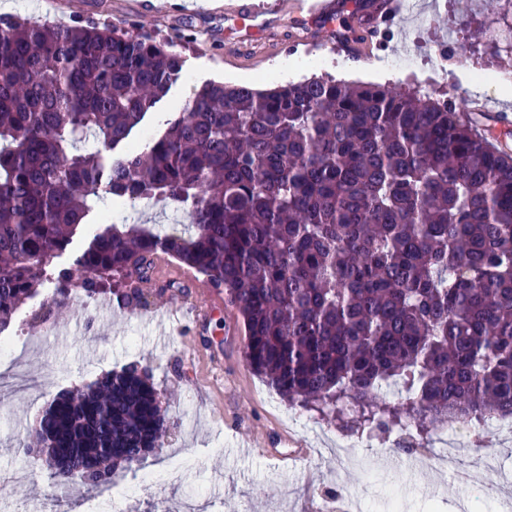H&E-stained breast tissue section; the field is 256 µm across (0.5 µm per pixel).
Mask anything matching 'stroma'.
<instances>
[{"mask_svg": "<svg viewBox=\"0 0 512 512\" xmlns=\"http://www.w3.org/2000/svg\"><path fill=\"white\" fill-rule=\"evenodd\" d=\"M236 0H0V17L35 19L81 26L94 21L137 36H147L180 54L185 73L146 114L131 136L158 135L169 114L181 111L196 88L209 81L250 83L265 87L281 78L299 81L329 74L351 82H391L468 111L479 101L512 111L494 87L476 85L485 68L512 83V43L486 41L491 23H512V0H438L429 7L404 11L399 34L388 47L368 42L359 62L335 68L312 63L302 50L312 39L328 35L327 27L301 21L292 12L268 18L258 37L238 39L228 31L225 15ZM450 42L453 61L446 70H417L400 75L380 68L382 55L417 53L425 61L437 57L436 46ZM100 225L98 213L80 227L67 250L45 266L36 292L0 331L9 346L0 355V473L28 472V479L0 491V512H29L32 502L58 499L57 512H77L83 500L98 499L103 512L107 491L72 481L56 488L48 471L18 455L30 421L58 392L94 381L131 363L150 366L152 381L163 395L167 435L140 465L117 469L113 479L125 486V512H184L194 498L196 512H313L321 493L365 492L368 512H385L392 498L406 512H462L473 495L454 482L447 469L413 470L389 464L385 448H359L355 465L346 467L324 449L313 428L324 425L316 411H302L303 423L285 420L290 407L247 366L245 331L236 308L223 303L201 325L184 324L159 335L151 318L158 306L200 303L205 299L203 275L184 269V289L157 286L138 302L119 300L118 291L87 297L79 281L62 283ZM68 288L70 307L59 315L60 327L40 333L43 307L59 288Z\"/></svg>", "mask_w": 512, "mask_h": 512, "instance_id": "obj_1", "label": "stroma"}]
</instances>
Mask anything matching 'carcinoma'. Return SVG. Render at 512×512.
<instances>
[{
  "instance_id": "cac0c4a2",
  "label": "carcinoma",
  "mask_w": 512,
  "mask_h": 512,
  "mask_svg": "<svg viewBox=\"0 0 512 512\" xmlns=\"http://www.w3.org/2000/svg\"><path fill=\"white\" fill-rule=\"evenodd\" d=\"M185 60L97 24L0 21V330L102 194L181 202L189 232L104 224L86 295L163 252L225 292L250 370L350 432L512 416V155L446 101L329 74L210 82L141 149L129 136ZM405 385L396 404L379 389ZM163 426L149 366L47 403L20 443L53 479L139 465ZM69 472L55 471L56 450Z\"/></svg>"
}]
</instances>
